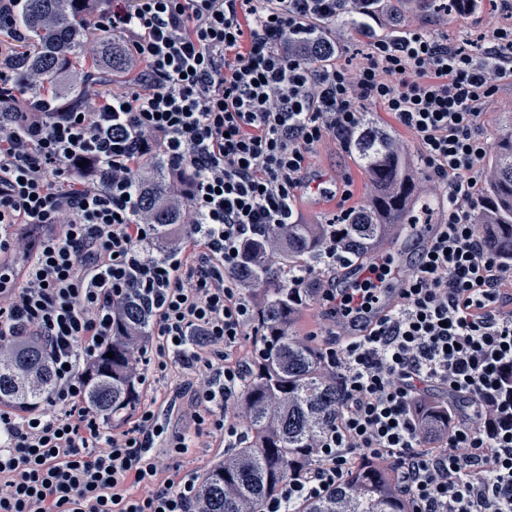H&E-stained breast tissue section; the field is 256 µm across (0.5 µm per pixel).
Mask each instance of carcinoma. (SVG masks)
<instances>
[{"mask_svg":"<svg viewBox=\"0 0 512 512\" xmlns=\"http://www.w3.org/2000/svg\"><path fill=\"white\" fill-rule=\"evenodd\" d=\"M54 15L56 23L41 24ZM5 28L27 35V43L14 52L24 58L15 66L13 80L21 93L36 104L53 102L57 109L71 107L78 95L70 73L81 62L85 40L99 44V57L89 71L90 80L101 74L123 83L127 71L119 40L87 18L78 24L61 14L59 0H21L11 5ZM44 75L40 85L27 83L29 70ZM350 147L375 186L374 195L349 224H339L349 243L351 259L359 262L374 241L396 218L412 223L421 208L435 210L431 201L415 196V161L395 150L390 137L371 120L355 132ZM487 163L495 171L482 193L477 224L493 247L512 256V128H506L491 144ZM143 208L151 212L154 241L169 243L180 230V215L165 200L168 171L160 161L150 164L142 176ZM326 224H292L288 236L271 244L260 237L244 250L243 286L256 304L254 323L261 353L255 355L246 376L240 406L246 414V435L230 448L224 459L199 477L198 494L205 512H256L263 501L295 468L311 463L310 445L325 429L336 424L340 390L336 373L325 371L318 345L294 331L303 312L295 305L285 281L286 271L315 262ZM150 314L137 299H130L120 323L113 327L112 344L88 367L87 403L99 410L104 422L114 423L135 410L140 385L133 378L130 343L149 340ZM114 357H108V352ZM54 384L48 352L34 336H13L0 343V406L29 411L41 405ZM300 512H407L405 498L390 485L389 472L363 459L345 485L322 500L304 504Z\"/></svg>","mask_w":512,"mask_h":512,"instance_id":"1","label":"carcinoma"}]
</instances>
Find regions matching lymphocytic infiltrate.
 Instances as JSON below:
<instances>
[{
    "label": "lymphocytic infiltrate",
    "mask_w": 512,
    "mask_h": 512,
    "mask_svg": "<svg viewBox=\"0 0 512 512\" xmlns=\"http://www.w3.org/2000/svg\"><path fill=\"white\" fill-rule=\"evenodd\" d=\"M79 2L121 37L136 82L71 112L23 102L0 68V340L41 337L55 386L46 409H0V512H201L199 471L179 459L196 436L239 439V400L255 347V304L237 272L247 242L299 223L300 193L322 185L308 165L347 144L368 107L414 136L444 201L402 302L368 321L389 276L341 284L348 245L329 219L319 267L289 272L324 311V366L341 383L336 424L261 512H299L345 483L353 458L386 466L411 512H512V258L474 215L490 177L484 116L512 75V20L480 51L403 26L392 0H98ZM348 15L349 24L339 23ZM387 21L345 59L350 24ZM324 25L317 39L313 29ZM162 157L168 200L186 230L163 252L141 207L140 177ZM149 304L139 382L181 375L188 431L165 438L153 403L105 427L84 370L112 342L129 297ZM444 402L448 428L425 433L420 403ZM166 453H155L160 439Z\"/></svg>",
    "instance_id": "obj_1"
}]
</instances>
